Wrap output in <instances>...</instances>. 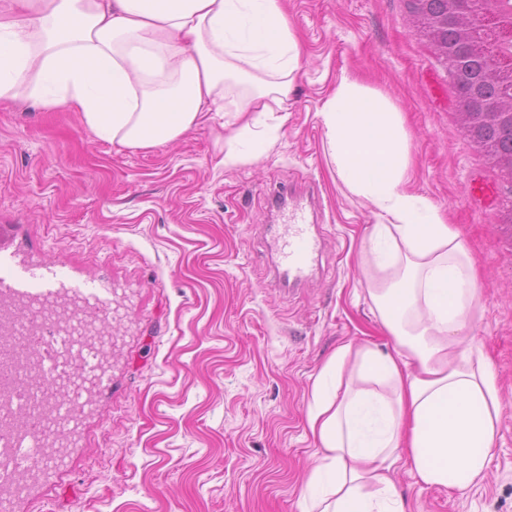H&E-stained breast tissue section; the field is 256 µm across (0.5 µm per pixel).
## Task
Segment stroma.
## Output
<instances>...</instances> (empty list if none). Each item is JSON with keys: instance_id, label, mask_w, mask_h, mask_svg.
<instances>
[{"instance_id": "1", "label": "stroma", "mask_w": 512, "mask_h": 512, "mask_svg": "<svg viewBox=\"0 0 512 512\" xmlns=\"http://www.w3.org/2000/svg\"><path fill=\"white\" fill-rule=\"evenodd\" d=\"M300 42L288 119L256 161L218 167L223 113L179 139L130 150L79 113L0 103V251L106 292L115 342L63 466L14 512H299L316 444L315 378L337 346L392 344L371 314L361 246L376 216L334 173L318 114L349 76L404 116L412 192L461 232L479 271L470 334L499 388L493 457L479 484L391 476L407 512H512V253L495 226L512 207L465 136L447 66L407 0H282ZM322 187L325 250L307 288L270 284L258 236L279 183Z\"/></svg>"}]
</instances>
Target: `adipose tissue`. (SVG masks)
Returning <instances> with one entry per match:
<instances>
[{"label": "adipose tissue", "mask_w": 512, "mask_h": 512, "mask_svg": "<svg viewBox=\"0 0 512 512\" xmlns=\"http://www.w3.org/2000/svg\"><path fill=\"white\" fill-rule=\"evenodd\" d=\"M299 59L281 0H0V100L79 113L128 149L220 112L221 165L251 161L286 121ZM319 117L337 178L378 218L363 247L367 293L393 346L340 345L316 377L306 422L318 451L300 512H406L395 462L463 490L493 454L497 378L468 334L477 270L440 208L407 190L408 136L384 96L346 77Z\"/></svg>", "instance_id": "adipose-tissue-1"}]
</instances>
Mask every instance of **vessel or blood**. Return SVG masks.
<instances>
[{
	"label": "vessel or blood",
	"mask_w": 512,
	"mask_h": 512,
	"mask_svg": "<svg viewBox=\"0 0 512 512\" xmlns=\"http://www.w3.org/2000/svg\"><path fill=\"white\" fill-rule=\"evenodd\" d=\"M320 199L319 188L309 184L307 197L284 186L275 191L271 207L281 221L264 227V237L274 253L272 272L280 291L293 293L303 289L312 279L324 251V237L319 225L313 224L309 211ZM57 278L38 275L36 271L21 272L12 257L0 254V292L24 297L52 295Z\"/></svg>",
	"instance_id": "obj_1"
}]
</instances>
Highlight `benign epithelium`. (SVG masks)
I'll list each match as a JSON object with an SVG mask.
<instances>
[{"mask_svg": "<svg viewBox=\"0 0 512 512\" xmlns=\"http://www.w3.org/2000/svg\"><path fill=\"white\" fill-rule=\"evenodd\" d=\"M417 6L420 21L417 27L428 30L427 44L441 60L453 58V76L459 77L464 64L454 59V49L442 39L448 24L462 15L474 16L473 24L459 32V40L472 47L468 61H488L480 73V81L495 80L499 76L512 75V25L505 26L501 18L512 14V0H445V10L432 15L427 11L429 0H411ZM459 116L470 128L488 124L512 126V107L506 109L496 102H484L478 97L477 88L462 93L456 99Z\"/></svg>", "mask_w": 512, "mask_h": 512, "instance_id": "7a95c632", "label": "benign epithelium"}]
</instances>
